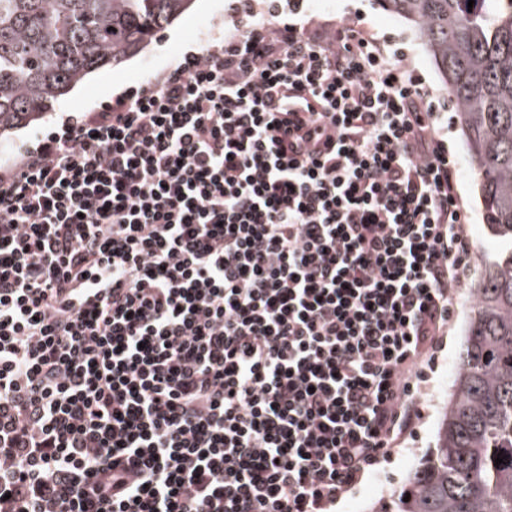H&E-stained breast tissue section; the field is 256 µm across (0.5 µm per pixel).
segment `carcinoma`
I'll use <instances>...</instances> for the list:
<instances>
[{
    "label": "carcinoma",
    "mask_w": 512,
    "mask_h": 512,
    "mask_svg": "<svg viewBox=\"0 0 512 512\" xmlns=\"http://www.w3.org/2000/svg\"><path fill=\"white\" fill-rule=\"evenodd\" d=\"M379 2L416 27L448 89L496 247L437 445L377 512H512V0ZM194 3L0 0V135L42 119L94 72L121 66Z\"/></svg>",
    "instance_id": "cac0c4a2"
}]
</instances>
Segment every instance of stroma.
<instances>
[{
  "label": "stroma",
  "instance_id": "1",
  "mask_svg": "<svg viewBox=\"0 0 512 512\" xmlns=\"http://www.w3.org/2000/svg\"><path fill=\"white\" fill-rule=\"evenodd\" d=\"M229 0H196L193 9L158 32L155 40L138 56L115 69H102L88 76L55 105L53 111L34 125L0 136V164H9L14 146L29 141L34 135L45 134L56 128L60 117L71 112H92L111 102L122 91L138 87L145 78L155 76L163 68L182 59L189 52H200L213 26L223 18ZM309 14L321 19L336 20L351 17L360 20L377 37L386 38L404 48L412 65L426 84L439 95L448 91L432 65L424 46L410 24L387 15L377 0H306ZM448 125V151L459 163L462 173L459 191L471 214L469 232L474 242L472 258L474 276L484 272L491 252L490 231L483 220L482 206L477 195V167L471 159L453 112H445ZM472 291L463 286L457 295V314L452 322L446 347L433 375L432 390L424 406V418L417 428L416 437L407 439L387 461L380 464V479L368 480L354 495L342 499L336 512H368L371 505L388 498L408 482L410 474L420 461L435 447L441 412L453 392L463 341L467 332Z\"/></svg>",
  "mask_w": 512,
  "mask_h": 512
}]
</instances>
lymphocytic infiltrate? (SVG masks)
I'll return each instance as SVG.
<instances>
[{
    "label": "lymphocytic infiltrate",
    "mask_w": 512,
    "mask_h": 512,
    "mask_svg": "<svg viewBox=\"0 0 512 512\" xmlns=\"http://www.w3.org/2000/svg\"><path fill=\"white\" fill-rule=\"evenodd\" d=\"M228 16L0 168V512H336L422 417L448 104L359 22Z\"/></svg>",
    "instance_id": "1"
}]
</instances>
